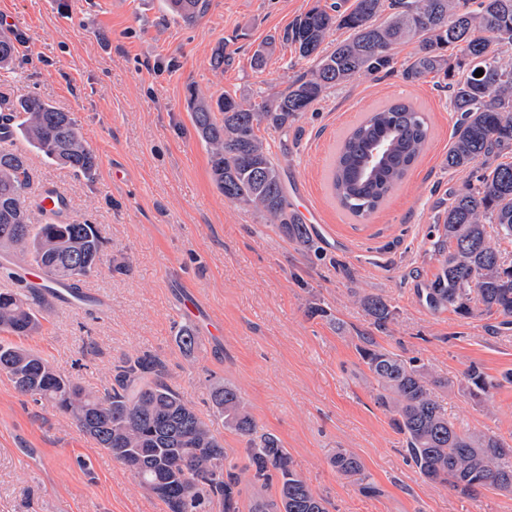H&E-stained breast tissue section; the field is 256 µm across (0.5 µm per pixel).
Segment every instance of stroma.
Listing matches in <instances>:
<instances>
[{
	"instance_id": "stroma-1",
	"label": "stroma",
	"mask_w": 512,
	"mask_h": 512,
	"mask_svg": "<svg viewBox=\"0 0 512 512\" xmlns=\"http://www.w3.org/2000/svg\"><path fill=\"white\" fill-rule=\"evenodd\" d=\"M187 23L165 0H0V29L16 40L11 69L0 70V112L18 97L45 100L74 119L99 167L88 178L18 141L29 164L28 196L46 189L67 200L66 215L96 225L105 247L83 290L109 308L46 301L31 336L0 342L32 350L81 386L104 392L115 365L148 353L165 379L224 443L239 478L237 512H250L246 441L214 415L215 382L238 389L260 430L276 435L296 471L329 512H512V494L465 497L432 483L407 459L404 437L376 402V383L356 347L371 336L416 358L442 379L433 395L457 428L512 446V384L482 401L463 389L473 365L493 377L512 371V329L481 314L434 312L419 296L440 257L430 232L448 192L470 171L445 158L458 118L444 76L410 78L416 45L395 50L392 69L357 76L327 91L288 131L266 129L296 215L314 214L310 249H301L250 207L216 188L187 99L190 90L254 101L308 72L280 37L316 0H206ZM277 39L266 66L256 50ZM234 50L211 65L218 43ZM392 101L424 112L430 137L384 205L356 218L333 198L329 171L345 131ZM382 295L396 308L375 330L359 304ZM197 316L181 317L187 295ZM320 305L328 317H309ZM197 336L192 354L174 337ZM359 458L360 477L336 472V449ZM0 512H166L126 467L46 403L19 394L0 373Z\"/></svg>"
}]
</instances>
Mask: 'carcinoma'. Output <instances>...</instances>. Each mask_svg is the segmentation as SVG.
<instances>
[{
    "label": "carcinoma",
    "instance_id": "carcinoma-1",
    "mask_svg": "<svg viewBox=\"0 0 512 512\" xmlns=\"http://www.w3.org/2000/svg\"><path fill=\"white\" fill-rule=\"evenodd\" d=\"M354 0L316 6L298 16L286 40L313 67L306 76L261 102L228 92L218 98L194 91L188 100L193 124L210 158L213 181L227 200L262 213L303 249L311 248L306 225L290 212L278 163L260 135L261 127L282 132L325 93L362 73L375 75L391 67L393 49L414 40V74L441 72L460 118L451 136L447 164L464 170L483 160L481 173L463 189L450 192L448 207L436 218L435 248L444 260L434 279L421 289L434 311L468 316L476 310L512 325V261L502 256L501 242L512 243V162L497 157L512 153V59L494 46H512V0ZM171 13L194 22L204 0H168ZM333 28L350 36L331 51L322 48ZM461 53L450 63L448 51ZM14 41L0 34V68L13 61ZM483 75L475 76V71ZM8 130L0 135V253L4 276L15 278L9 262L16 258L40 268L46 280L80 287L97 270L104 237L94 224H75L54 216L44 224L29 221L26 155L13 148L26 141L46 159L84 176L96 173L99 161L65 112L33 96L0 114ZM429 137L425 115L396 101L369 112L341 142L331 170V188L350 214L364 218L377 211L417 162ZM384 140L387 154L368 163L372 143ZM497 226L498 242L486 225ZM383 331L393 319L389 302L377 294L358 297ZM45 298L17 281L0 288V330L28 336L41 327ZM377 383L376 402L392 414L405 436L410 459L428 481L472 496L481 489L512 493V448L501 439L460 432L432 398L439 384L425 366L405 359L363 336L356 347ZM0 372L22 395L50 403L70 416L82 432L112 453L158 496L168 512H209L215 501L236 512L238 480L224 471V443L164 379L161 363L150 354L116 366L112 387L102 394L76 385L38 354L0 343ZM512 383V372L491 377L472 366L465 389L488 396ZM224 427L247 438L248 470L253 481L278 483V496L254 497L251 512H326L322 497L296 472L280 439L259 431L238 390L218 383L211 390ZM345 476L361 475L357 457L337 452L333 459Z\"/></svg>",
    "mask_w": 512,
    "mask_h": 512
}]
</instances>
